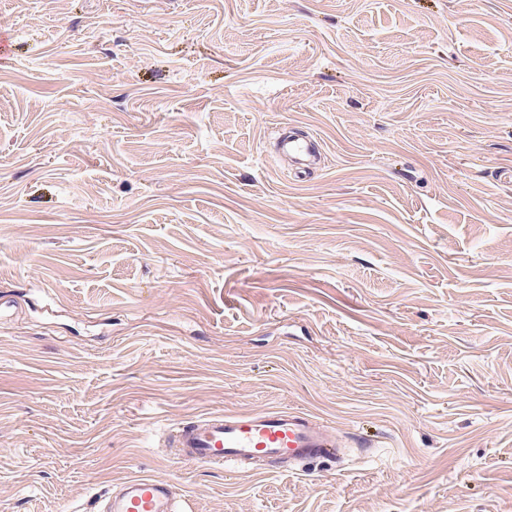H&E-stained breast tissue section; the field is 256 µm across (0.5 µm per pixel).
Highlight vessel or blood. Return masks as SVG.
Here are the masks:
<instances>
[{
	"label": "vessel or blood",
	"instance_id": "1",
	"mask_svg": "<svg viewBox=\"0 0 512 512\" xmlns=\"http://www.w3.org/2000/svg\"><path fill=\"white\" fill-rule=\"evenodd\" d=\"M283 153L296 163L315 155L311 143L295 138L280 142ZM176 456L203 466L236 465L248 473L258 464L296 467L336 455L337 442L329 427L295 410L261 413H214L177 424L166 438ZM104 512H179L169 481L132 478L109 496Z\"/></svg>",
	"mask_w": 512,
	"mask_h": 512
}]
</instances>
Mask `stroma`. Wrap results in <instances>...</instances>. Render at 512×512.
<instances>
[{
	"mask_svg": "<svg viewBox=\"0 0 512 512\" xmlns=\"http://www.w3.org/2000/svg\"><path fill=\"white\" fill-rule=\"evenodd\" d=\"M0 16V512L140 476L191 512H512V0ZM269 408L350 447L243 476L162 446ZM283 153L288 154L296 163L306 165L307 161L315 158V149L311 143L295 138H283L280 142Z\"/></svg>",
	"mask_w": 512,
	"mask_h": 512,
	"instance_id": "35a3bbf8",
	"label": "stroma"
}]
</instances>
